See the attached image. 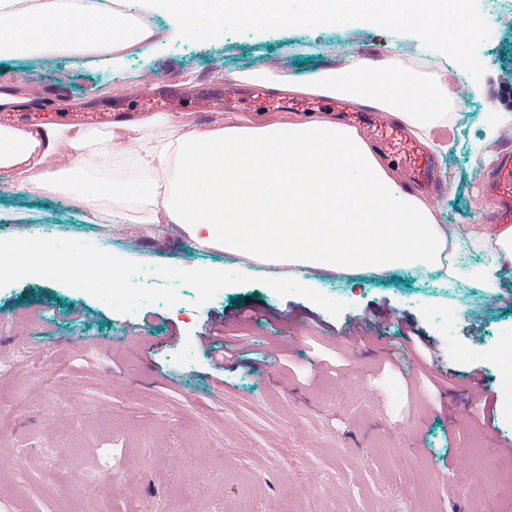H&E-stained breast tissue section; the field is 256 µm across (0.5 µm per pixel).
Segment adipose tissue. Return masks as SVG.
Listing matches in <instances>:
<instances>
[{
	"label": "adipose tissue",
	"instance_id": "1",
	"mask_svg": "<svg viewBox=\"0 0 512 512\" xmlns=\"http://www.w3.org/2000/svg\"><path fill=\"white\" fill-rule=\"evenodd\" d=\"M292 0H144L143 12L166 29L102 7L101 0H0V57L60 53L97 56L125 81L135 48L192 38L202 25H281ZM448 0H390L389 16L421 19L428 39L451 33ZM299 21L373 24L372 0H304ZM239 80L296 95L342 96L386 112L418 139L446 127L453 99L437 79L349 56L343 70L301 78L268 70ZM423 107H415V100ZM0 172L15 193L68 196L88 223L120 217L128 224L186 230L196 248L224 247L261 261L326 273L403 265L457 278L453 253L467 243L512 263V227L460 235L437 223L432 209L402 191L362 135L325 119L257 124L239 116L203 130L179 116L154 112L101 126L0 125Z\"/></svg>",
	"mask_w": 512,
	"mask_h": 512
}]
</instances>
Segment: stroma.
<instances>
[{"mask_svg":"<svg viewBox=\"0 0 512 512\" xmlns=\"http://www.w3.org/2000/svg\"><path fill=\"white\" fill-rule=\"evenodd\" d=\"M480 21L470 43L448 52L419 24L399 30L319 22L285 27L202 28L126 57L134 87L110 67L71 56L4 59L50 87L43 106L19 117L43 124L58 112L107 122L117 100L136 110L150 86L228 83L232 71L306 75L341 68L345 51L379 65L432 59L455 74L471 57L477 88L440 138L447 190L438 223L492 225L476 208L489 162L479 147L498 104L484 91L512 63V13L469 0ZM46 225L54 237L96 245L149 267L209 268L249 275L204 304L179 286L174 306L123 315L88 293L41 277L0 287V512H512V465L496 445L512 437V270L489 296L469 280L409 268L351 274L343 285L311 275L308 287L344 309L331 315L299 294L259 282L241 255L193 249L171 224L155 232L116 219L88 224L71 198H27L0 175V224ZM254 313L236 345L239 363L216 360L201 341L220 317ZM427 339L428 369L406 360L404 337ZM479 373L494 395L492 420L469 384ZM456 376L452 387L432 378Z\"/></svg>","mask_w":512,"mask_h":512,"instance_id":"stroma-1","label":"stroma"}]
</instances>
